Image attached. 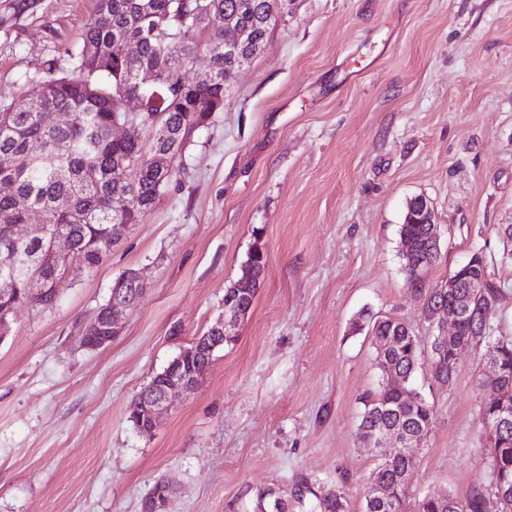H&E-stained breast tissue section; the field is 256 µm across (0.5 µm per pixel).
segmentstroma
<instances>
[{
	"label": "stroma",
	"instance_id": "1",
	"mask_svg": "<svg viewBox=\"0 0 512 512\" xmlns=\"http://www.w3.org/2000/svg\"><path fill=\"white\" fill-rule=\"evenodd\" d=\"M97 0H0V103L36 95ZM155 207L93 269L74 263L57 303L15 311L0 340V512H254L260 490L343 486L361 512L376 467L358 442L380 372L371 329L393 317L429 345L405 279L399 226L424 199L440 226L430 283L475 253L512 337V0H288L267 50L226 80ZM262 245L267 266L235 344L145 435L131 398L224 315V290ZM144 290L121 335L80 336L115 280ZM464 349L451 384L418 373L436 417L406 500L489 489L476 380Z\"/></svg>",
	"mask_w": 512,
	"mask_h": 512
}]
</instances>
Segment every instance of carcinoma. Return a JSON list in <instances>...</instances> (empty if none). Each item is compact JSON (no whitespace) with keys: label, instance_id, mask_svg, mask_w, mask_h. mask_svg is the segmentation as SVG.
<instances>
[{"label":"carcinoma","instance_id":"cac0c4a2","mask_svg":"<svg viewBox=\"0 0 512 512\" xmlns=\"http://www.w3.org/2000/svg\"><path fill=\"white\" fill-rule=\"evenodd\" d=\"M288 0H97L94 17L85 28L74 53L71 71L58 72L48 64L34 98L20 97L0 105V323L13 312L32 307L27 288L33 277L42 279L50 297L41 302L49 308L58 299L63 278L53 255L51 240L61 236L71 252L89 268L99 265L106 252L100 240L112 235L119 224H137L150 211L162 189L176 175V162L189 133L203 126L209 116L224 108V76L239 68L224 57V17L232 16L247 34L251 46L265 50L273 19ZM138 44L134 57L125 54V43ZM209 55L208 68L187 80L200 51ZM142 71L154 74L153 87L138 81ZM137 98L141 112L152 118L137 123L128 136L117 140L112 124L124 116V101ZM46 112H68L70 123L46 126ZM169 154L170 168L161 173L153 162L157 154ZM67 196L71 209L61 213L57 199ZM128 199L118 211L117 198ZM24 198L28 206L17 207ZM42 215L43 232L37 236H14L16 227L29 224L30 215ZM429 206L412 201L400 225V242L406 284L421 302L428 319L439 304H455L467 298L468 285H483L482 300L496 315L501 288L486 266H479L457 289L456 296L442 295L427 279L439 258L428 223ZM267 255L259 247L248 254L246 268L258 281ZM257 288L238 291L229 286L240 316L250 312ZM372 337L380 371L378 389L363 399L358 424L360 447L380 461L371 483L386 487L390 502L364 495L362 512H406L403 491L412 465V451L386 457L377 447L378 433L397 426L405 432L428 438L434 421L433 406L414 387L417 372L426 369L431 379L449 384L457 374L458 360L452 352L430 348L423 360L418 336L396 318L374 321ZM482 356L493 355L495 373L477 378L481 388L512 384V339L488 334L481 343ZM480 422L485 431V449L491 470V492L476 491L459 501L446 491L418 500L414 512H512V411L504 412L501 401L489 395L480 404ZM306 512H348L341 489L317 493L309 482H298L291 491Z\"/></svg>","mask_w":512,"mask_h":512}]
</instances>
